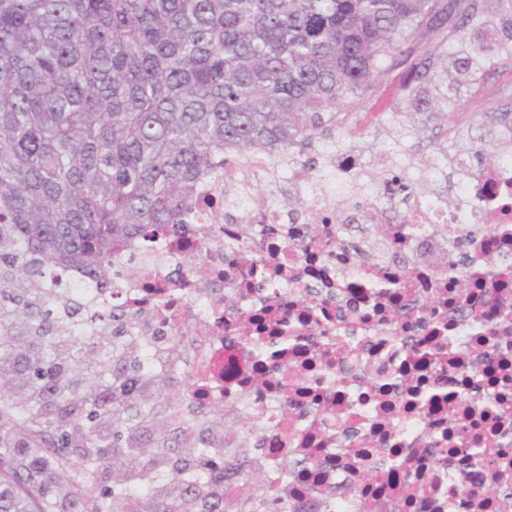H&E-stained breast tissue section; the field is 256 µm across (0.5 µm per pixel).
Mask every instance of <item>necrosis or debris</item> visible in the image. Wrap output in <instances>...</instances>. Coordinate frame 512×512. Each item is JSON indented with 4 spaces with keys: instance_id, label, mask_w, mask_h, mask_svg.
I'll return each mask as SVG.
<instances>
[{
    "instance_id": "necrosis-or-debris-1",
    "label": "necrosis or debris",
    "mask_w": 512,
    "mask_h": 512,
    "mask_svg": "<svg viewBox=\"0 0 512 512\" xmlns=\"http://www.w3.org/2000/svg\"><path fill=\"white\" fill-rule=\"evenodd\" d=\"M218 192L198 194L195 223L127 245L135 278L63 282L135 313L130 335L175 361L187 407L259 430L264 483L241 512L271 493L281 512H512V160L482 167L457 212L399 214L380 189L352 215L329 190L243 224ZM352 218L362 235L343 233ZM422 223L457 225L438 247L493 256V274L441 272Z\"/></svg>"
}]
</instances>
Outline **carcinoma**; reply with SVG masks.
Here are the masks:
<instances>
[{"mask_svg":"<svg viewBox=\"0 0 512 512\" xmlns=\"http://www.w3.org/2000/svg\"><path fill=\"white\" fill-rule=\"evenodd\" d=\"M511 25L512 0H0V512H235L231 487L251 476L211 446L223 427L204 411L179 418L175 394L143 443L172 375L142 364L120 305L71 297L50 275L131 276L132 261L116 265L127 242L187 223L205 183L232 180L234 156L264 169L312 147L406 63L412 111L391 113L388 131L396 160L414 165L403 140L444 129L457 107L429 93L478 88L512 55V35L499 37ZM475 26L489 45L465 41ZM443 28L452 53L413 57L423 30ZM502 126L512 112L475 113L389 198L465 205L432 184L448 169L472 180L464 153L482 165L512 154V138L484 151ZM107 320L112 335L88 331ZM74 451L92 466L61 482ZM118 460L112 487L90 480Z\"/></svg>","mask_w":512,"mask_h":512,"instance_id":"cac0c4a2","label":"carcinoma"}]
</instances>
